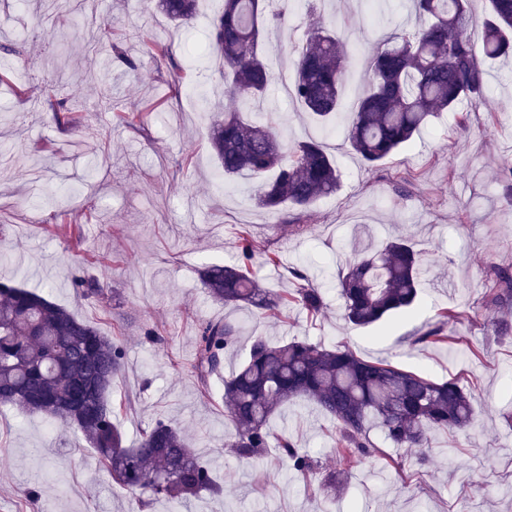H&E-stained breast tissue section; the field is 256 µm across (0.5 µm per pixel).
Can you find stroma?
<instances>
[{
    "mask_svg": "<svg viewBox=\"0 0 512 512\" xmlns=\"http://www.w3.org/2000/svg\"><path fill=\"white\" fill-rule=\"evenodd\" d=\"M325 18L339 19L351 34L344 109L363 90L362 72L377 45L416 23L410 0H322ZM221 0H200L190 36L160 14L157 0H0V43L26 40L24 59L9 58L20 80L58 84L64 107L79 105L78 128L57 125L37 98L19 102L0 84V280L50 295L116 338L124 370L112 384L116 420L135 438L165 420L179 428L212 469L225 496L203 494L177 512H512V312L485 306L484 284L494 268L512 270V200L500 176L512 166V63H487V92L467 128L443 113L377 167L350 150L343 128L325 131L272 87L287 138L324 140L341 172V189L317 202L299 227L258 208L248 180L222 188L208 134L215 104L233 99L204 63H185V41L205 44ZM309 22L305 0H296L278 38L262 44L277 77L287 74L291 43ZM108 24L138 64L130 70L99 39ZM171 46L168 59L149 49L156 39ZM112 88L113 111L98 109L97 82ZM145 111L137 130L120 115ZM81 222L72 244L67 223ZM280 251L286 263L307 260L327 291L328 306L310 316L291 304L280 316L260 318L246 308L214 302L199 274L232 262L237 229ZM376 238L407 236L427 260L420 307L369 328L348 325L334 276L351 256L361 225ZM95 278L101 288L87 299L73 277ZM466 318L453 324L452 346L417 343L440 310ZM230 317L243 322L237 348L224 363L232 372L252 341L309 340L345 346L368 360H387L435 380L458 378L472 393L474 427L430 434L428 460L418 450L394 447L379 430L370 456L343 460L334 423L314 405L296 400L272 422L287 430L322 465L302 481L287 476L277 454L242 460L228 448L233 425L224 417L223 384L201 392L192 373L201 322ZM158 329L161 342L144 336ZM344 470L334 492L321 488L322 473ZM37 500H29V489ZM0 512H176L165 500L143 505L113 483L83 435L41 414L0 406Z\"/></svg>",
    "mask_w": 512,
    "mask_h": 512,
    "instance_id": "1",
    "label": "stroma"
}]
</instances>
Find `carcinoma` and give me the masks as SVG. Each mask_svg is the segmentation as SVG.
<instances>
[{
    "mask_svg": "<svg viewBox=\"0 0 512 512\" xmlns=\"http://www.w3.org/2000/svg\"><path fill=\"white\" fill-rule=\"evenodd\" d=\"M199 0H158L162 14L179 31L190 28ZM293 0H223L212 19L202 57L224 95L240 106L213 120L211 146L224 178L247 175L256 188L257 205L271 214L301 213L336 194L341 173L322 142H289L282 136L274 106L250 117L276 79L261 50L264 34L288 24ZM422 19L416 28L387 37L366 63L364 92L345 130L351 149L367 165L394 155L444 112L468 114L483 99V61L512 56V0H488L477 22L470 0H412ZM481 25L479 50L470 30ZM294 70L288 94L302 110L329 126L339 114L348 49L335 29L318 20L306 40L289 48ZM55 86H42V101L58 124L79 123L74 111L61 113ZM239 256L230 264L208 266L202 283L210 297L226 306L251 307L262 313L296 303L314 316L323 308L321 289L304 263L288 266L297 288L277 294L261 286L250 271L256 255L280 265L279 255L261 249L248 227L238 230ZM426 263L405 238L382 241L367 236L353 260L338 273L339 297L346 321L375 324L413 309ZM486 303L512 308V274L496 268ZM466 318L448 311L415 338L417 344L455 341L447 326ZM243 326L233 320L206 321L196 337L193 372L205 389L223 379L224 415L235 428L227 447L239 458L261 459L272 448L289 469L307 478L316 461L286 434H275L270 420L291 399L307 398L337 422V447L351 457L371 453L377 428L400 448H427L432 430L460 431L474 422L470 395L458 379L436 381L387 361H371L350 349H330L320 342L270 343L257 338L248 357L223 376L224 357L235 350ZM122 345L47 296L12 282L0 283V404L58 419L82 433L100 464L119 486L139 492L148 504L165 499L181 506L203 492L224 494L209 466L189 448L183 433L164 421L126 444L112 407V381L121 373Z\"/></svg>",
    "mask_w": 512,
    "mask_h": 512,
    "instance_id": "obj_1",
    "label": "carcinoma"
}]
</instances>
